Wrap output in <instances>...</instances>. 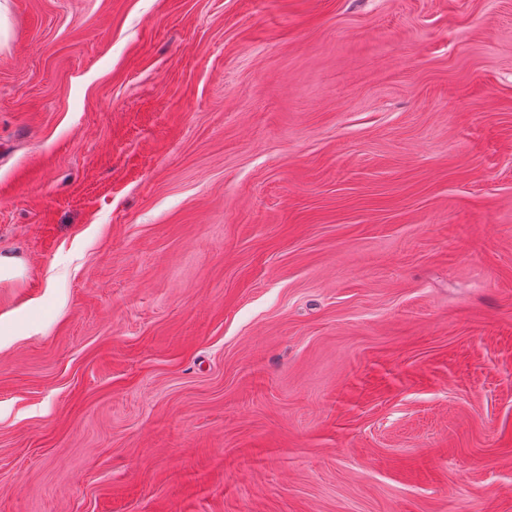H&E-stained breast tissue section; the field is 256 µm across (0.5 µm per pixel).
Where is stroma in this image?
Wrapping results in <instances>:
<instances>
[{
	"mask_svg": "<svg viewBox=\"0 0 512 512\" xmlns=\"http://www.w3.org/2000/svg\"><path fill=\"white\" fill-rule=\"evenodd\" d=\"M0 512H512V0H0Z\"/></svg>",
	"mask_w": 512,
	"mask_h": 512,
	"instance_id": "35a3bbf8",
	"label": "stroma"
}]
</instances>
